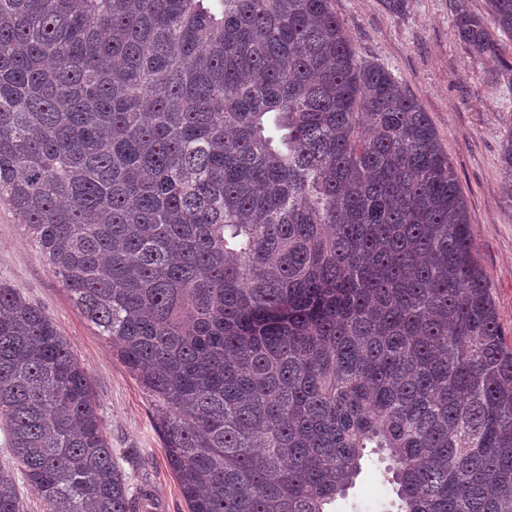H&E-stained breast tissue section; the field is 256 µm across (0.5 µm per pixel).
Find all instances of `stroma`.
Returning <instances> with one entry per match:
<instances>
[{
  "label": "stroma",
  "instance_id": "obj_1",
  "mask_svg": "<svg viewBox=\"0 0 512 512\" xmlns=\"http://www.w3.org/2000/svg\"><path fill=\"white\" fill-rule=\"evenodd\" d=\"M485 15L486 0H407L393 15L381 0H333L361 59L388 68L427 113L466 200L477 259L488 276L499 321L512 343V171L502 146L512 132V86L499 67L474 57L453 28L458 5ZM0 283L20 289L52 317L90 378L119 463L155 512H187L155 428L148 394L111 344L75 306L62 280L11 207L0 203ZM138 456H128V449ZM386 457L366 451L362 471L332 512H395Z\"/></svg>",
  "mask_w": 512,
  "mask_h": 512
}]
</instances>
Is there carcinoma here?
I'll list each match as a JSON object with an SVG mask.
<instances>
[{"label":"carcinoma","mask_w":512,"mask_h":512,"mask_svg":"<svg viewBox=\"0 0 512 512\" xmlns=\"http://www.w3.org/2000/svg\"><path fill=\"white\" fill-rule=\"evenodd\" d=\"M475 56L512 0L458 5ZM0 200L149 394L189 512H512V348L426 112L332 0H0ZM0 512H139L93 388L0 283ZM367 448L362 471L355 484L332 505L333 512H396L395 489L387 469L390 462L382 454Z\"/></svg>","instance_id":"obj_1"}]
</instances>
